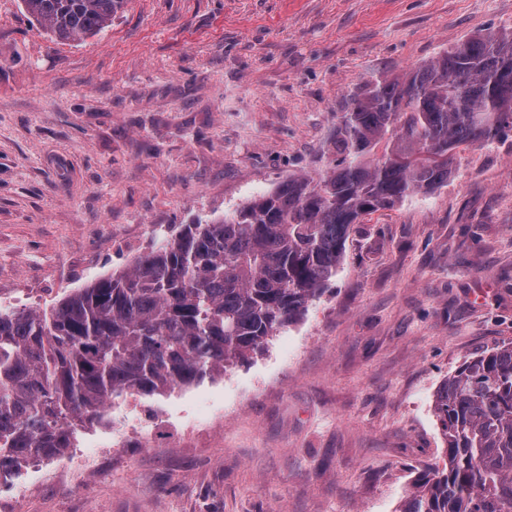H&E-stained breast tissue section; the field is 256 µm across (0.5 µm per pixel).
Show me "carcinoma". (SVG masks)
Segmentation results:
<instances>
[{"label": "carcinoma", "mask_w": 512, "mask_h": 512, "mask_svg": "<svg viewBox=\"0 0 512 512\" xmlns=\"http://www.w3.org/2000/svg\"><path fill=\"white\" fill-rule=\"evenodd\" d=\"M60 41L92 37L124 0H22ZM512 127V33L470 38L346 95L316 176L186 224L131 269L49 310L0 312V472L59 458L114 398L161 396L247 360L336 275L365 215L448 182L450 164ZM446 463L400 512H512V344L439 388Z\"/></svg>", "instance_id": "1"}]
</instances>
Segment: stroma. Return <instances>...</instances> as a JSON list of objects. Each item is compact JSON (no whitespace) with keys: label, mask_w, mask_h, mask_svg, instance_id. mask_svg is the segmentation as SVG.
Listing matches in <instances>:
<instances>
[{"label":"stroma","mask_w":512,"mask_h":512,"mask_svg":"<svg viewBox=\"0 0 512 512\" xmlns=\"http://www.w3.org/2000/svg\"><path fill=\"white\" fill-rule=\"evenodd\" d=\"M512 0H125L61 42L0 0V296L44 310L325 165L344 96ZM512 342V152L365 217L303 317L224 374L142 399L153 445L85 473L1 476L20 512H398L445 461L434 413L465 357Z\"/></svg>","instance_id":"1"}]
</instances>
